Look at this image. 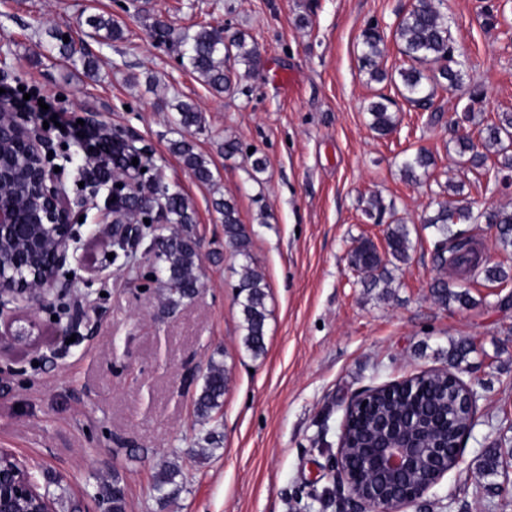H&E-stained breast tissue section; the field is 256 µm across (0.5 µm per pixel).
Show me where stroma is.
<instances>
[{"mask_svg":"<svg viewBox=\"0 0 512 512\" xmlns=\"http://www.w3.org/2000/svg\"><path fill=\"white\" fill-rule=\"evenodd\" d=\"M176 29L212 24L257 44L261 64L234 93H211L185 70L179 50L157 42L130 0H0V88H34L69 122L94 117L152 150L196 212L203 285L167 311L147 275L152 256L136 253L140 277L113 265L110 242L82 236L69 270L78 296L46 290L24 307L44 331L36 349L0 338V448L33 464L39 485L62 502L56 512H106L96 495L119 483L125 512H339L329 458L348 399L365 387L448 363L453 345L474 350L459 376L478 385L479 419L459 464L409 512H512V466L484 475L486 450L512 448V280L477 275L468 306L435 302L433 285L457 282L435 260V237L420 217L430 203L454 199L474 211L512 208V175L472 170L459 138L512 112V0H444L457 54L484 91L481 112L465 119L463 92L437 91L429 109L409 105L393 82L371 81L359 60L368 22L392 33L412 0H139ZM495 25H487L486 14ZM105 14L124 29L115 42L89 36L87 19ZM71 36L99 60L85 75L46 51L47 32ZM396 102L397 125L381 137L367 107ZM194 103L204 129L192 140L211 162L214 181L198 182L169 150L177 134L164 102ZM239 141L224 157L218 144ZM431 151L436 167L420 184L405 181L401 160ZM266 162L251 168L252 156ZM382 223L364 214L370 195ZM234 198L252 237L254 264L267 288L266 351L242 344L234 287L241 260L224 243L214 198ZM402 219L413 248L392 269L388 291L363 287L349 264L362 237L385 245L388 222ZM70 325L75 342L57 327ZM232 368L208 460L190 455L208 428L194 398L208 359ZM177 461L179 490L168 500L152 486L164 462Z\"/></svg>","mask_w":512,"mask_h":512,"instance_id":"1","label":"stroma"}]
</instances>
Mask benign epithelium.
<instances>
[{"label": "benign epithelium", "instance_id": "benign-epithelium-1", "mask_svg": "<svg viewBox=\"0 0 512 512\" xmlns=\"http://www.w3.org/2000/svg\"><path fill=\"white\" fill-rule=\"evenodd\" d=\"M45 154L44 139L35 129L14 112L0 113V185L17 184L23 194L21 203L16 195L0 194V251L25 252L35 261L28 278L17 283L0 275V318L8 305L32 299L38 290L58 285L67 290V281L57 273L66 266L81 240L72 204L54 168L39 161ZM118 218L116 213H101L105 233L114 242L125 240L136 245L132 225L120 224ZM21 222L28 226V234L19 241L14 229ZM14 323V318H6L4 335L27 345L39 341L36 322L17 328ZM433 376L443 379L459 394V406L468 415L465 427L459 431L453 461H448V438H431L421 426L381 416L376 422L374 441L360 449L364 455L362 468L351 469L348 460L353 449L347 442V433L352 415L372 408L376 396L390 399L415 381ZM479 400L474 383L464 382L447 366L370 386L355 395L345 408L336 455L331 458V469L337 475L348 512H407L418 504L458 465L461 448L477 423ZM0 470L8 474V479L0 480V512H55L54 502L41 493L29 462L0 448Z\"/></svg>", "mask_w": 512, "mask_h": 512}]
</instances>
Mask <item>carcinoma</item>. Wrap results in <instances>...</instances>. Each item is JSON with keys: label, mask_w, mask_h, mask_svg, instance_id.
Here are the masks:
<instances>
[{"label": "carcinoma", "mask_w": 512, "mask_h": 512, "mask_svg": "<svg viewBox=\"0 0 512 512\" xmlns=\"http://www.w3.org/2000/svg\"><path fill=\"white\" fill-rule=\"evenodd\" d=\"M443 0H417L403 14L392 32V39L407 66L390 76L378 64L386 46L385 33L378 25L368 24L361 33L362 68L370 78L381 82L389 79L399 81L397 88L402 98L415 106L427 109L431 107L437 88L454 90L466 89L468 105L466 111L472 112L482 106L484 93L477 86L464 87L465 62L455 58L453 42L448 30L447 17L441 12ZM92 29L91 37L103 41H117L124 38V30L111 17L95 15L88 20ZM155 39L161 43L172 42L179 47L184 66L199 74L206 85L217 95L229 93L235 89L234 77L239 68L245 73L254 72L260 65V54L255 44L247 41L245 34L201 24L198 29L175 31L160 19H153L149 25ZM57 43L51 46L62 57L80 61L83 69L91 73L98 66L95 57L76 48L74 41L64 42L62 36L52 35ZM396 102L384 95L370 104L369 126L377 134L386 136L396 127V115L391 107ZM176 124L185 135L171 142V151L179 156L184 166L201 183L213 182L214 174L210 161L195 152L193 140L187 138L192 129H202L203 117L195 104L181 101L175 106ZM479 141L463 137L458 142V154L475 168L484 166L489 156L497 159L501 169H512V113L502 112L497 120L479 130ZM112 143L118 149L112 152V159L88 167L85 161L86 149L79 146L75 150H62L60 158L73 166L79 181H89L98 188H107L104 206L112 208L111 199L120 196L125 188L117 187L114 170L145 169L147 178L131 187V191L143 205L126 200L120 208L121 220L125 224H142L146 216L154 217L155 222L174 224L176 228L168 235L157 237V262L152 274L155 283L164 291L166 305L175 307L186 299L192 298L201 287L202 255L194 236L191 224L195 223L194 209L180 188L167 181L162 168L158 167L153 156L136 145V141L124 138L120 129L112 130ZM51 156V159L58 158ZM138 165H132V160ZM434 165L432 155L420 149L405 156L400 163V172L404 179L417 183L429 176ZM214 210L222 215L224 238L229 247L243 259V274L236 286V297L242 314L241 330L244 347L255 357L265 353V325L268 316L266 307L267 284L264 276L253 267L251 237L242 224L234 199L219 197L212 201ZM385 207L381 198L373 194L367 201L365 214L376 223H381ZM496 228V240L503 249L512 247V210L506 207L492 208L477 216L473 215L470 205L458 200H445L436 203L429 213L422 217L421 223L433 229L436 242V258L440 265L450 266L457 271L472 273L479 262L474 256L473 243L481 227L479 219ZM472 224V232L455 231L458 224ZM385 252L381 253L375 243L369 239L358 242L350 252V266L358 273L367 288H387L391 283L387 265L394 262L404 263L412 248L410 230L399 219L387 225ZM437 300L444 306L456 302L461 306L470 303L467 291H455L448 282L440 280L434 287ZM230 382V369L223 360L209 358L202 374L200 391L194 399L197 418L203 423L216 420L224 406V394ZM445 388L440 383L424 379L415 382L412 387L398 394L399 401L382 404L379 411L395 415L410 412L421 414L430 427L442 424L445 415L452 412V405L445 404ZM375 414L357 417L349 428V435L357 444L369 441L374 429ZM180 475V467L171 464L165 467L153 484L157 494L163 493L166 486L175 484Z\"/></svg>", "instance_id": "cac0c4a2"}]
</instances>
